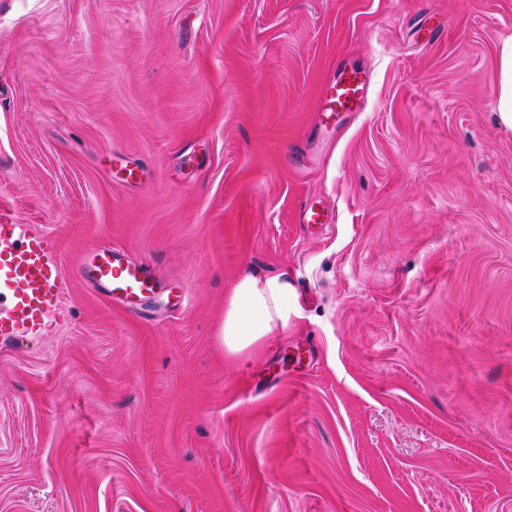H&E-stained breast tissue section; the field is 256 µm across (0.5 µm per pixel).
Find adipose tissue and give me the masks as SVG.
Returning <instances> with one entry per match:
<instances>
[{
    "instance_id": "1",
    "label": "adipose tissue",
    "mask_w": 512,
    "mask_h": 512,
    "mask_svg": "<svg viewBox=\"0 0 512 512\" xmlns=\"http://www.w3.org/2000/svg\"><path fill=\"white\" fill-rule=\"evenodd\" d=\"M297 313L296 291L287 273L240 275L224 294L219 342L227 354H241L286 330Z\"/></svg>"
}]
</instances>
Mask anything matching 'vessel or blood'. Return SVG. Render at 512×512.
Wrapping results in <instances>:
<instances>
[{
  "label": "vessel or blood",
  "instance_id": "vessel-or-blood-1",
  "mask_svg": "<svg viewBox=\"0 0 512 512\" xmlns=\"http://www.w3.org/2000/svg\"><path fill=\"white\" fill-rule=\"evenodd\" d=\"M361 84L359 71L344 73L327 87L324 111L352 109ZM0 272L10 282L9 316L0 320V335H16L58 310L63 291L61 265L45 237L30 234L19 224H0ZM92 273L112 300L126 306L148 301L155 293L153 269L117 250H100Z\"/></svg>",
  "mask_w": 512,
  "mask_h": 512
}]
</instances>
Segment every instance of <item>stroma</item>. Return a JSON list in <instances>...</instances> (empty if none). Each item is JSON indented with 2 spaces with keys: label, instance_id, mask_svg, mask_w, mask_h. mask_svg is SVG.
<instances>
[{
  "label": "stroma",
  "instance_id": "stroma-1",
  "mask_svg": "<svg viewBox=\"0 0 512 512\" xmlns=\"http://www.w3.org/2000/svg\"><path fill=\"white\" fill-rule=\"evenodd\" d=\"M510 36L512 0H0V224L64 277L0 338V512H512ZM249 269L300 315L228 357ZM498 112L502 124L512 129V38L500 50ZM362 84L361 72L353 69L344 73L340 79L336 80L335 84L327 87L323 99L324 111L351 110L357 101ZM97 258L93 278L105 287L112 301L127 306L147 302L155 294V272L146 263L109 248L100 250Z\"/></svg>",
  "mask_w": 512,
  "mask_h": 512
}]
</instances>
